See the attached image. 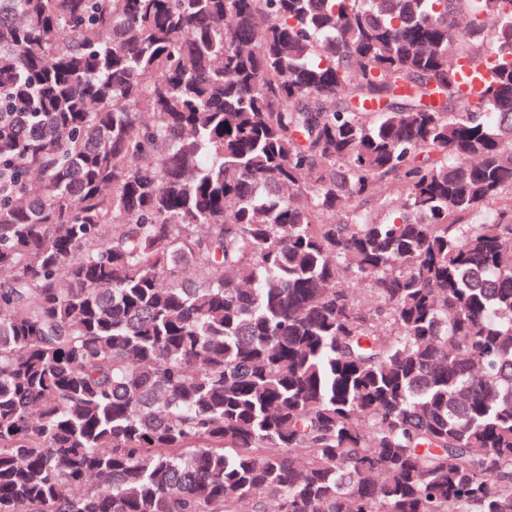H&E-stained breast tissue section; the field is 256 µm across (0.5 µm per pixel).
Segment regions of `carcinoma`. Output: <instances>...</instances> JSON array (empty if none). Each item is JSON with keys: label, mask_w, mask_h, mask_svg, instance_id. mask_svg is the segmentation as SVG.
<instances>
[{"label": "carcinoma", "mask_w": 512, "mask_h": 512, "mask_svg": "<svg viewBox=\"0 0 512 512\" xmlns=\"http://www.w3.org/2000/svg\"><path fill=\"white\" fill-rule=\"evenodd\" d=\"M0 512H512V0H0Z\"/></svg>", "instance_id": "obj_1"}]
</instances>
